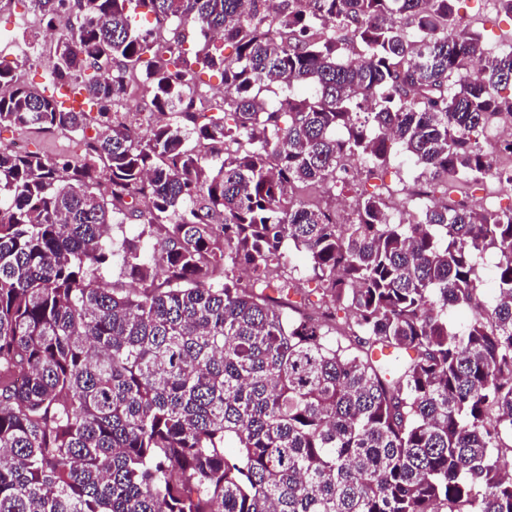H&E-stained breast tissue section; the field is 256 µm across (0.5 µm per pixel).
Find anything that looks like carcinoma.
<instances>
[{
	"mask_svg": "<svg viewBox=\"0 0 512 512\" xmlns=\"http://www.w3.org/2000/svg\"><path fill=\"white\" fill-rule=\"evenodd\" d=\"M27 2L74 22L43 87L0 62V128L77 150L0 145V512H512V209L367 191L512 184V51L457 0ZM352 160L350 223L298 200ZM18 140L26 144V151H41L47 154H67L71 149V142L67 136L43 132L39 130H16L13 128H2L0 131V143L11 148Z\"/></svg>",
	"mask_w": 512,
	"mask_h": 512,
	"instance_id": "carcinoma-1",
	"label": "carcinoma"
}]
</instances>
